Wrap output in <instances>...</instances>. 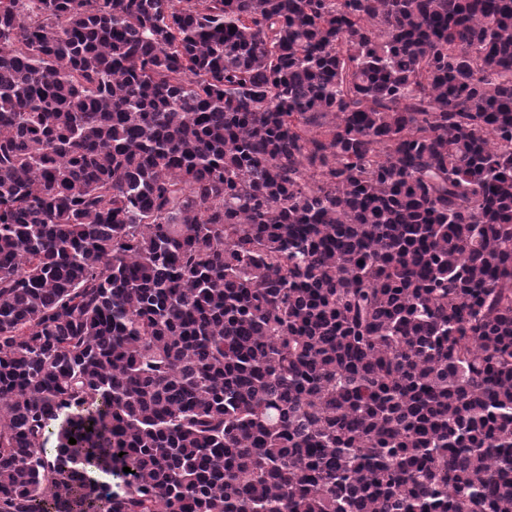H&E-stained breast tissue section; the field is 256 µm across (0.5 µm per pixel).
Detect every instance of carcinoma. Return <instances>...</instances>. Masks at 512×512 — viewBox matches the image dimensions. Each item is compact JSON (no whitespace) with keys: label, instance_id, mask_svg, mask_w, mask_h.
Returning <instances> with one entry per match:
<instances>
[{"label":"carcinoma","instance_id":"1","mask_svg":"<svg viewBox=\"0 0 512 512\" xmlns=\"http://www.w3.org/2000/svg\"><path fill=\"white\" fill-rule=\"evenodd\" d=\"M0 512H512V0H0Z\"/></svg>","mask_w":512,"mask_h":512}]
</instances>
